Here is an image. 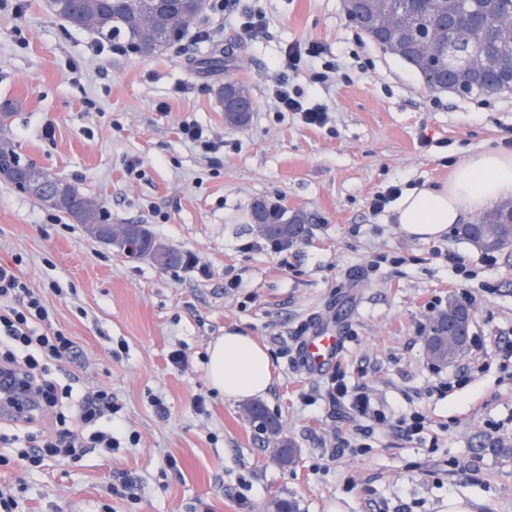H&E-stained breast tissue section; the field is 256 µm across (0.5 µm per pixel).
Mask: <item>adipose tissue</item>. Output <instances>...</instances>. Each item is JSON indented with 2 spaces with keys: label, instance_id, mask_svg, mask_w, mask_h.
I'll return each instance as SVG.
<instances>
[{
  "label": "adipose tissue",
  "instance_id": "obj_1",
  "mask_svg": "<svg viewBox=\"0 0 512 512\" xmlns=\"http://www.w3.org/2000/svg\"><path fill=\"white\" fill-rule=\"evenodd\" d=\"M512 195V155L487 151L460 162L438 187L405 192L395 207V220L411 236L429 240L459 223L466 213ZM208 381L230 400L266 396L271 384V359L253 336L225 331L207 349Z\"/></svg>",
  "mask_w": 512,
  "mask_h": 512
}]
</instances>
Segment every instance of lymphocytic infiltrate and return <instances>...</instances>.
<instances>
[{
  "label": "lymphocytic infiltrate",
  "mask_w": 512,
  "mask_h": 512,
  "mask_svg": "<svg viewBox=\"0 0 512 512\" xmlns=\"http://www.w3.org/2000/svg\"><path fill=\"white\" fill-rule=\"evenodd\" d=\"M321 45H289L285 51V73L275 80L272 97L281 112H291L308 125L324 126L329 113L324 105L306 100L294 88L288 74L297 70L303 58L323 55ZM80 356L74 341L54 328L41 295L21 277L15 265L0 263V377L12 380L29 394L37 406L53 411L54 427L32 429L31 419L15 422L13 441L21 447L19 458L27 468L42 467L49 458L78 461L89 451L120 446L112 417L117 408L108 389L75 390L60 384L52 369L64 360Z\"/></svg>",
  "instance_id": "f902f5d3"
}]
</instances>
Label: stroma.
Instances as JSON below:
<instances>
[{"label": "stroma", "mask_w": 512, "mask_h": 512, "mask_svg": "<svg viewBox=\"0 0 512 512\" xmlns=\"http://www.w3.org/2000/svg\"><path fill=\"white\" fill-rule=\"evenodd\" d=\"M248 3L267 17L257 37L213 16L208 41L151 57L94 54L90 32L62 23L46 0H28L19 21L0 10V138L105 202L113 223L147 225L200 261L194 271L125 261L0 182V261L22 257L24 278L80 351L56 377L109 388L126 436L112 455L49 460L33 473L16 461L0 479L22 512H268L279 498L299 512H446L452 496L473 512H512V249L489 264L456 226L410 238L393 206L369 207L392 184L446 182L474 154L512 155V92L428 89L348 23L341 0ZM310 40L341 64L328 84L312 82L308 63L290 76L327 106L323 127L277 113L269 98L286 48ZM215 47L232 55L230 67H200ZM230 78L254 101L241 127L226 124L219 98ZM186 121L220 149L186 141ZM258 198L309 217L289 252L243 250L257 234ZM451 253L468 276L452 270ZM461 298L476 346L435 368L423 338ZM327 319L346 341L331 372L310 375L298 345ZM228 329L268 348L273 383L261 403L293 442V466L273 460L246 403L208 385L207 347ZM176 350L185 365L171 363ZM335 372L351 394L337 404L325 392ZM440 372L453 383L442 395L431 391ZM415 411L429 423L409 439L395 425ZM122 472L134 496L112 493Z\"/></svg>", "instance_id": "1"}]
</instances>
